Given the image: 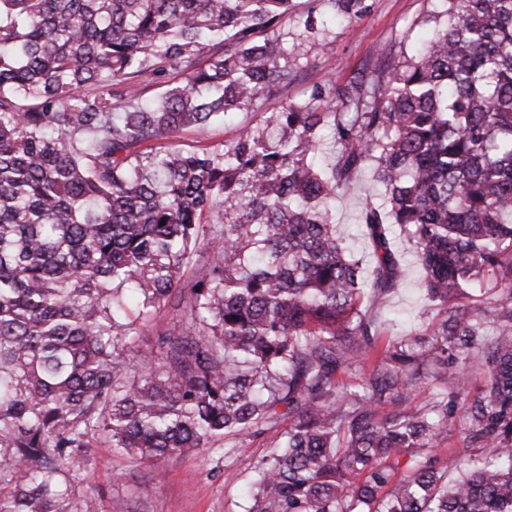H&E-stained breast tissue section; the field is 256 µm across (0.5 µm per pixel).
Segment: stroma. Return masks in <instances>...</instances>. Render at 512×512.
Masks as SVG:
<instances>
[{
    "label": "stroma",
    "instance_id": "stroma-1",
    "mask_svg": "<svg viewBox=\"0 0 512 512\" xmlns=\"http://www.w3.org/2000/svg\"><path fill=\"white\" fill-rule=\"evenodd\" d=\"M370 9L350 24L338 23L325 41L308 44L307 56L297 63V77L286 94L257 101L240 112L236 124L258 125L268 113L277 111L285 99L305 98L317 84L348 82L363 70L374 67L381 51L399 55L408 50L427 30L425 19L435 8L434 0H367ZM213 130L209 141L219 144L232 139L235 126ZM372 191L367 176H359L358 189L336 198V224L347 236L355 254L370 261L371 247L358 227V214ZM395 248L406 271L399 288L371 299L369 306L378 316H398L397 326L380 336L387 345L418 330L419 314L426 302L416 281L420 275L403 239ZM274 433L247 440L242 447L222 444L189 452L157 465L134 462L100 444L90 449L89 461L73 488L78 497L94 498L100 512H115L122 504L125 512H245V485L257 459L264 456Z\"/></svg>",
    "mask_w": 512,
    "mask_h": 512
}]
</instances>
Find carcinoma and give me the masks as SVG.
Returning a JSON list of instances; mask_svg holds the SVG:
<instances>
[{"label": "carcinoma", "mask_w": 512, "mask_h": 512, "mask_svg": "<svg viewBox=\"0 0 512 512\" xmlns=\"http://www.w3.org/2000/svg\"><path fill=\"white\" fill-rule=\"evenodd\" d=\"M435 2L400 57L217 147L366 0L292 37L296 0H0V512H95L94 442L159 463L282 421L246 512H512V0ZM365 170L367 281L333 221ZM392 225L431 322L380 359Z\"/></svg>", "instance_id": "carcinoma-1"}]
</instances>
